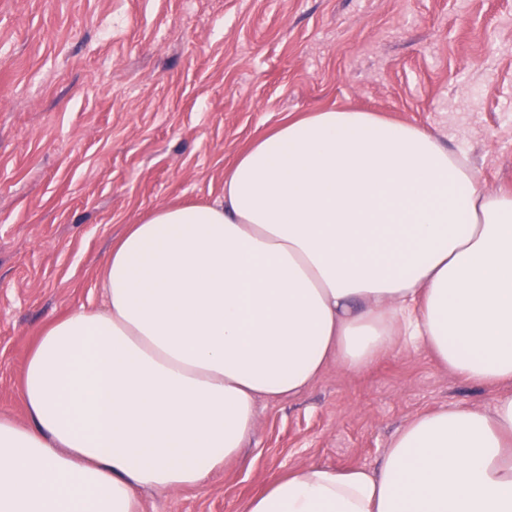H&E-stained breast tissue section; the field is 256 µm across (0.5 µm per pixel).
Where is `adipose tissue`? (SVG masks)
Wrapping results in <instances>:
<instances>
[{
	"instance_id": "ef3b65f1",
	"label": "adipose tissue",
	"mask_w": 512,
	"mask_h": 512,
	"mask_svg": "<svg viewBox=\"0 0 512 512\" xmlns=\"http://www.w3.org/2000/svg\"><path fill=\"white\" fill-rule=\"evenodd\" d=\"M103 309L46 327L0 416V512H139L204 484L258 399L425 349L499 393L416 416L375 468L303 466L246 512H512V194L420 127L371 112L289 121L205 205L130 225Z\"/></svg>"
}]
</instances>
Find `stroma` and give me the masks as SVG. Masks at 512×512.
<instances>
[{"instance_id":"35a3bbf8","label":"stroma","mask_w":512,"mask_h":512,"mask_svg":"<svg viewBox=\"0 0 512 512\" xmlns=\"http://www.w3.org/2000/svg\"><path fill=\"white\" fill-rule=\"evenodd\" d=\"M374 112L442 136L512 193V0H0V414L27 418L50 323L103 301L113 243L153 209L204 204L288 119ZM495 391L422 349L328 369L258 406L243 453L140 512H243L306 466H376L392 435Z\"/></svg>"}]
</instances>
